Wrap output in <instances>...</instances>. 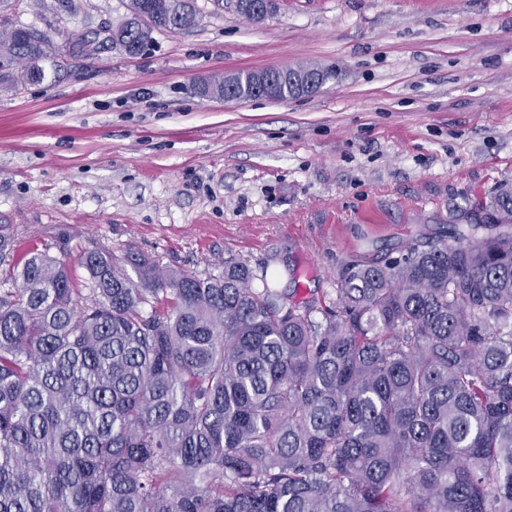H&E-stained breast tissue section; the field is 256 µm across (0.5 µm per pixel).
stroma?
Listing matches in <instances>:
<instances>
[{"mask_svg": "<svg viewBox=\"0 0 512 512\" xmlns=\"http://www.w3.org/2000/svg\"><path fill=\"white\" fill-rule=\"evenodd\" d=\"M0 0L62 44L128 0ZM199 25L0 90V235L14 262L135 249L218 275L236 256L271 287L336 295L345 259L452 224L512 185V0H279L261 23L196 0ZM315 64L314 94L227 102L201 83Z\"/></svg>", "mask_w": 512, "mask_h": 512, "instance_id": "35a3bbf8", "label": "stroma"}]
</instances>
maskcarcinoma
<instances>
[{
    "mask_svg": "<svg viewBox=\"0 0 512 512\" xmlns=\"http://www.w3.org/2000/svg\"><path fill=\"white\" fill-rule=\"evenodd\" d=\"M193 0H129L58 55L140 54ZM54 49L0 17V87ZM0 276V512H512V187L301 300L247 261L127 250ZM132 267V279L126 267Z\"/></svg>",
    "mask_w": 512,
    "mask_h": 512,
    "instance_id": "carcinoma-1",
    "label": "carcinoma"
}]
</instances>
